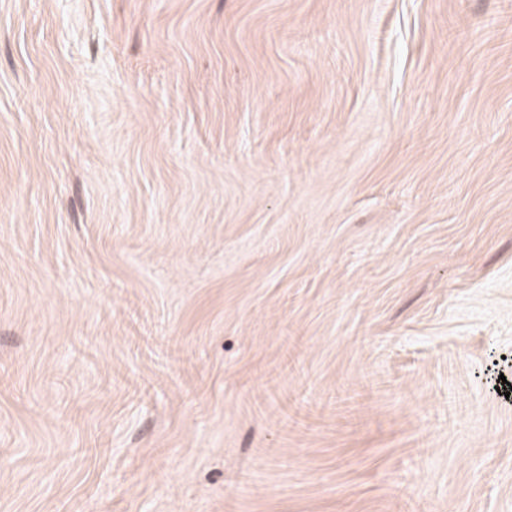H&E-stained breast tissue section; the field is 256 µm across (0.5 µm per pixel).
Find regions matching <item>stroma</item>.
Returning a JSON list of instances; mask_svg holds the SVG:
<instances>
[{"instance_id": "1", "label": "stroma", "mask_w": 512, "mask_h": 512, "mask_svg": "<svg viewBox=\"0 0 512 512\" xmlns=\"http://www.w3.org/2000/svg\"><path fill=\"white\" fill-rule=\"evenodd\" d=\"M512 0H0V512H512Z\"/></svg>"}]
</instances>
